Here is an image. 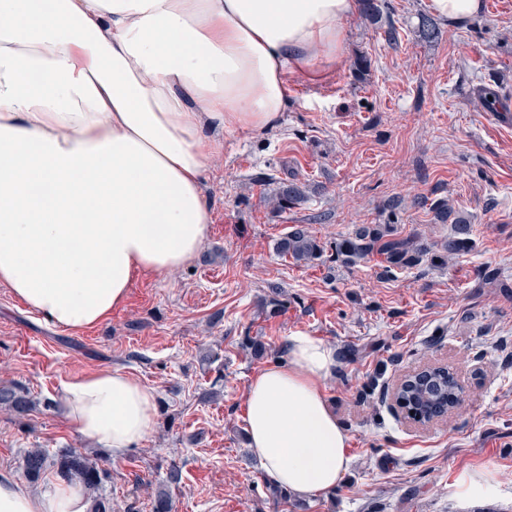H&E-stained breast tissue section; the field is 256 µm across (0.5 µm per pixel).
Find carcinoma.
Wrapping results in <instances>:
<instances>
[{
    "label": "carcinoma",
    "instance_id": "carcinoma-1",
    "mask_svg": "<svg viewBox=\"0 0 512 512\" xmlns=\"http://www.w3.org/2000/svg\"><path fill=\"white\" fill-rule=\"evenodd\" d=\"M304 198L302 189L293 183L280 185L274 194L276 207L285 211ZM473 225L462 218H456L451 225L448 238L440 244L443 260L454 259L469 251L472 246ZM329 259L346 265H355L371 256H378L384 263L385 271L419 263L427 253V247L416 233L405 237L399 235L392 224H368L356 230L351 237L344 238L332 247ZM276 253L296 265H308L322 259L325 244L312 234L305 224L291 226L288 233L275 243ZM405 407L423 415L433 414L449 405L454 406L459 398L456 383L445 367L427 368L424 379L413 380L399 391ZM29 401L11 389L0 388V406L18 413L27 410ZM53 467L64 480L75 479L83 485L91 499V512H112L109 498L100 493V485L106 474L98 462L76 449H64L49 454L43 448L27 451L22 459L25 475L35 480L48 468Z\"/></svg>",
    "mask_w": 512,
    "mask_h": 512
}]
</instances>
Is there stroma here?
<instances>
[{"instance_id": "1", "label": "stroma", "mask_w": 512, "mask_h": 512, "mask_svg": "<svg viewBox=\"0 0 512 512\" xmlns=\"http://www.w3.org/2000/svg\"><path fill=\"white\" fill-rule=\"evenodd\" d=\"M424 0H380L344 23L334 74L291 83L276 126L224 131L204 175L211 224L188 265L137 275L125 303L73 331L39 320L0 286V387L27 394L26 412L0 410V470L21 476L32 448H77L107 461L115 512H152L150 489L172 512H512V121L496 122L481 88L512 99V0H487L462 24L418 33ZM292 181L305 198L285 211L270 198ZM447 201L474 226L471 250L435 258L451 231L429 202ZM326 245L364 224L419 233L428 249L392 274L377 260L297 266L276 254L289 226ZM494 271L495 280L482 279ZM280 286L285 311L264 301ZM304 332L353 350L326 383L350 437L352 462L335 492L273 496L240 413L250 378L281 360ZM258 336L263 358L242 347ZM427 365L463 387L447 418L423 427L392 393ZM122 370L153 387L155 426L120 457L84 440L61 410L66 382ZM489 471L490 495L455 496L464 471Z\"/></svg>"}]
</instances>
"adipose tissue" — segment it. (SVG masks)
<instances>
[{
  "label": "adipose tissue",
  "instance_id": "adipose-tissue-1",
  "mask_svg": "<svg viewBox=\"0 0 512 512\" xmlns=\"http://www.w3.org/2000/svg\"><path fill=\"white\" fill-rule=\"evenodd\" d=\"M356 0H0V286L78 330L136 275L172 273L209 234L203 190L221 130L261 132L289 82L332 74ZM336 351L297 332L250 379L249 446L299 498L334 491L350 438L325 392ZM62 410L113 456L157 415L153 387L107 369L68 382ZM83 489L34 493L0 471V512H89Z\"/></svg>",
  "mask_w": 512,
  "mask_h": 512
}]
</instances>
